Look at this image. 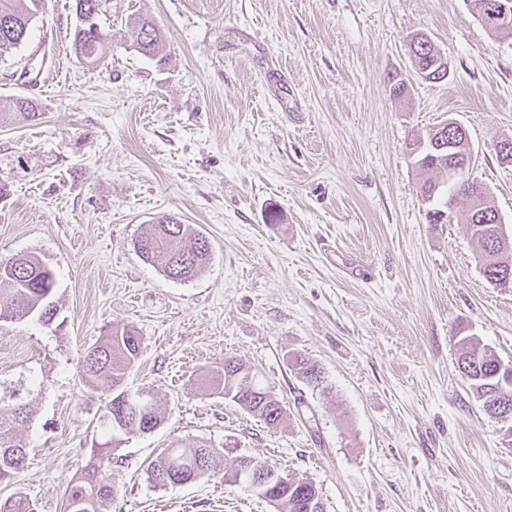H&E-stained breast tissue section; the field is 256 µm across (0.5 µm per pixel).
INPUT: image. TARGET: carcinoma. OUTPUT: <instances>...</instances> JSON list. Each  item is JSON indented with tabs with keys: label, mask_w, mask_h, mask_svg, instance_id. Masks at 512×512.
Wrapping results in <instances>:
<instances>
[{
	"label": "carcinoma",
	"mask_w": 512,
	"mask_h": 512,
	"mask_svg": "<svg viewBox=\"0 0 512 512\" xmlns=\"http://www.w3.org/2000/svg\"><path fill=\"white\" fill-rule=\"evenodd\" d=\"M47 0H0V57L10 55L26 42L33 23L45 12ZM108 0H72L76 23L71 38V51L93 68L104 67L102 45L112 39V30L102 24L108 12ZM124 38L142 56L162 62L165 35L157 25L142 14H133L125 22ZM432 46H420L411 52V62L425 70L433 64ZM40 105L27 97H16L8 110L21 120H33L40 115ZM456 149L448 154V135L414 156V165L424 174L420 195L433 200L434 213H453L458 196H467L462 186L449 184L436 189L434 175L448 169V164L464 161L471 147L466 132L458 133L453 142ZM472 191H481L486 206L476 211L467 209L462 221L467 224L471 237L480 247L481 271L486 281L495 285L499 275L512 269V237L502 235L503 228L493 223L496 208L480 185H471ZM136 252L147 262L162 261L166 277L187 281L206 266L211 256L208 238L194 230L180 218L163 214L155 219L148 231L134 244ZM55 286L52 269L39 257L19 254L0 259V319L38 315L48 324L55 316L51 296ZM458 368L469 380L471 391L481 401L484 412L497 420L512 421V381L507 378V366L498 355L487 348L478 347L474 337L459 339ZM141 338L134 328L114 326L99 342L83 353L81 373L91 386L112 389V400L107 402L103 424L112 436L146 433L160 422L156 401L142 403L134 397L125 400V407L113 408V400L129 390L125 382L128 370L140 356ZM293 367L309 385L318 387L325 382L319 365L308 358L296 356ZM243 368L234 359L224 360V369L208 375L204 384L212 393L231 399L249 413L269 425L278 424L285 409L282 401L264 388L255 374L241 373L237 377L228 372ZM29 418L28 407L20 402L11 405L10 414H0V481L10 479L22 469L27 459L26 444L18 438L16 425ZM95 461L77 479L71 480L65 491L64 512H101L104 502L117 495L112 485V449L106 445L94 450ZM214 449L205 441L177 443L164 449L151 466L152 481L160 486L194 482L209 475ZM316 498L320 509H325L316 486L303 479L288 480V496L281 501L280 512H317L310 506ZM0 512H37L36 504L18 492L0 501Z\"/></svg>",
	"instance_id": "1"
}]
</instances>
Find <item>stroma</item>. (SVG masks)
<instances>
[{"mask_svg":"<svg viewBox=\"0 0 512 512\" xmlns=\"http://www.w3.org/2000/svg\"><path fill=\"white\" fill-rule=\"evenodd\" d=\"M150 14L164 63L113 39L106 69L72 53L71 0H48L27 42L0 59V257L53 270L51 324L0 320V384L30 409L28 463L0 483L37 512H63L69 481L105 442L111 393L81 377L84 349L133 326L127 377L161 422L112 453L102 512H274L232 473L240 459L311 481L326 512H512V427L488 417L457 367V332L512 364V289L483 277L458 213L427 219L411 136L453 118L512 231V35L466 0H109V22ZM429 35L441 81L413 76ZM409 86L401 98L392 79ZM165 213L212 246L193 279L164 276L134 243ZM278 223H270V214ZM324 374L309 386L290 360ZM232 358L285 407L268 426L199 382ZM204 440L209 477L150 478L171 443ZM40 105L35 103L32 99L27 97H16L12 100V105L10 104L8 110L3 112L4 109L0 106V118L2 120L3 115L14 114V119L18 116L21 120H35L37 116L41 113L39 112ZM13 111V112H10Z\"/></svg>","mask_w":512,"mask_h":512,"instance_id":"obj_1","label":"stroma"}]
</instances>
